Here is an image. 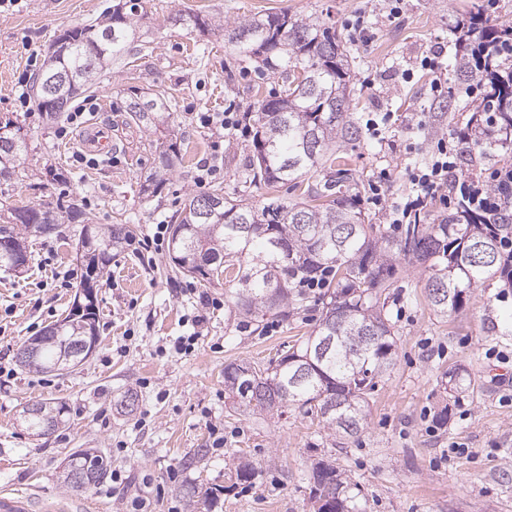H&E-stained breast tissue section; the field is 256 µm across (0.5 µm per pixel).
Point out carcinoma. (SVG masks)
<instances>
[{
  "label": "carcinoma",
  "instance_id": "1",
  "mask_svg": "<svg viewBox=\"0 0 512 512\" xmlns=\"http://www.w3.org/2000/svg\"><path fill=\"white\" fill-rule=\"evenodd\" d=\"M144 9L140 0H112V12L96 24L70 26L61 32L67 46L56 67L81 74V83H91L98 70L101 51L108 50L107 62L120 53L134 35L130 16ZM465 37L454 53L453 69L458 79L474 81L496 112L493 133L484 135L485 115L481 106L467 119V143L462 173L497 161V146H512V58L491 53L503 41H512V29L489 23L481 11L465 19ZM224 40L247 58L269 66L279 58L284 81L281 89L258 101L256 133L252 154L245 164L242 185L234 192L216 185L209 191L190 195L172 227L173 256L187 258L205 253L209 263L183 267L178 271L211 284L236 269L233 276V308L259 324L271 313L289 316L288 308L303 301L296 290L302 278L319 274L323 268L331 279L320 304L318 325L287 354L253 375L241 374L242 364L224 367V390L236 406L267 414L283 413L295 406L314 413L332 434L356 435L366 420L369 398L377 379L396 364V341L387 315L393 262L401 257L417 263L426 272L425 288L433 311L440 316L458 312L469 292L487 287L498 279L512 284V258L503 251L512 237V211L493 215L455 212L448 222L407 224L399 230L375 224L348 194V170L339 167L336 152L359 138L352 112L351 66L355 57L349 43L336 28L315 17L286 10L263 16H248L224 22ZM42 70L36 86L37 108L55 120L65 111L71 96L46 102ZM175 104L164 95L135 97L127 106L131 118L146 130L162 133L155 146L159 169L147 175L141 191L149 196L161 189L159 171L170 170L182 160L181 143L171 133ZM0 126L11 127L17 139L0 146V154L11 152L14 161L0 163V179H9L20 169L27 151L28 131L21 121L6 118ZM318 169L327 171L324 182L307 186L303 200L263 203L254 191L261 187L295 181ZM208 197L211 207L188 208L195 200ZM82 224L79 244L87 259L77 289L90 292L100 288L104 271L112 263V252L133 237L127 224L104 228L71 199L65 215L45 206L18 205L0 199V240L21 246L20 232L37 234L62 219ZM489 252L488 262L474 259L476 247ZM445 288L432 293L433 282ZM321 336H333L332 348L319 363V371L297 385L291 379L302 364L308 348ZM41 373H57L58 348L46 342L40 354ZM73 463L97 474L95 486L108 471L103 456L94 451H77ZM314 487L333 486L336 510L357 512L358 485L343 481L335 466L319 462L313 467ZM221 490L208 488L196 500L198 488L183 491L188 506L209 508Z\"/></svg>",
  "mask_w": 512,
  "mask_h": 512
}]
</instances>
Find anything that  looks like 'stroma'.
Returning <instances> with one entry per match:
<instances>
[{
  "instance_id": "stroma-1",
  "label": "stroma",
  "mask_w": 512,
  "mask_h": 512,
  "mask_svg": "<svg viewBox=\"0 0 512 512\" xmlns=\"http://www.w3.org/2000/svg\"><path fill=\"white\" fill-rule=\"evenodd\" d=\"M472 2L404 0L402 16L392 21L388 0H150L122 56L72 101L112 131L111 158L87 166L74 160L82 128L57 138L35 106L34 82L62 27L99 21L112 0H10L0 6V117L19 118L30 137L21 173L0 179V198L63 206L74 196L96 223L132 225L141 240L157 225L176 224L183 201L201 191L204 165L219 166L221 184L233 191L251 137L201 128L190 115L252 111L280 88L281 74L240 57L223 34L194 31L173 17L231 20L285 9L334 24L352 45V109L362 131L342 155L353 173L350 194L385 223L369 201L381 172L390 173L388 201H401L409 191L406 168L426 161L431 142L468 118L465 83L444 71L451 108L439 110L420 60L431 49L452 59L455 27ZM361 14L369 27L363 38L348 28ZM157 93L176 105L183 160L148 197L140 185L158 161L148 131L126 106L131 97ZM372 112L392 116L375 134L364 129ZM80 231L66 223L61 236L27 237V271L0 268V491L39 504L63 500L71 512H128L138 495L155 512H186L180 491L195 483L220 489L212 512H309L312 467L324 461L359 485V512H512V392L485 372L512 359V288L493 282L474 290L457 314L440 318L422 268L396 260L387 308L396 365L372 393L363 430L334 436L297 408L256 415L231 409L224 394L225 365L265 364L315 328L321 309L313 299L258 327L226 305L202 309L192 293L198 280L178 272L165 252L127 247L114 255L98 293L100 344L86 364L59 376L22 368L19 346L57 321L74 298ZM66 271L65 282L59 275ZM199 314L201 335L183 353L177 344L196 330ZM455 370L466 384L450 390ZM130 391L136 405L127 413L119 403ZM39 399L65 402L69 410L68 424L49 437L18 424L24 406ZM219 434L224 445L217 448ZM78 448L99 449L122 480L68 489L61 466ZM197 448L206 449L205 459L184 468L183 458ZM242 461L257 468L247 482L235 475Z\"/></svg>"
}]
</instances>
